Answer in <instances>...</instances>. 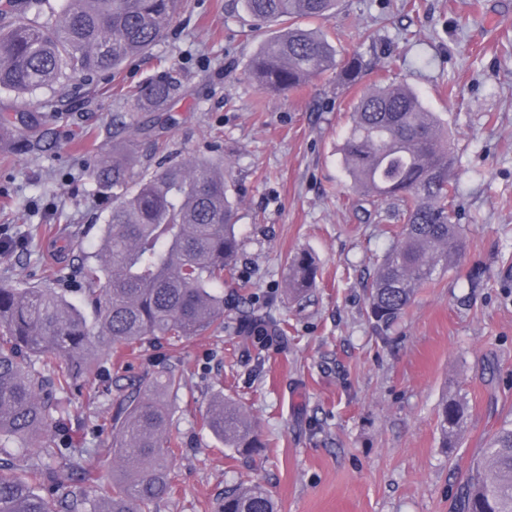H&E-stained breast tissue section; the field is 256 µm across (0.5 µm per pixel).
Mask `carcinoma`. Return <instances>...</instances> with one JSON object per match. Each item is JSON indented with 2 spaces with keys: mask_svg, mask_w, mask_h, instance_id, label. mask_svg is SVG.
<instances>
[{
  "mask_svg": "<svg viewBox=\"0 0 512 512\" xmlns=\"http://www.w3.org/2000/svg\"><path fill=\"white\" fill-rule=\"evenodd\" d=\"M0 0V91L33 95L73 75L88 79L117 73L130 58L161 40L185 0ZM253 19L284 25L264 40L246 67V78L269 94L304 87L336 74V86L359 82L362 63L341 57L327 34L302 25L325 21L340 0H242ZM177 84L161 76L138 89L139 107L159 109ZM23 126L30 143L42 123L0 115V128ZM135 141L112 143L92 176L112 192L97 252L82 260L87 306L94 321L66 297L56 278L36 286L0 282V512H155L173 489L175 444L167 396L181 389L169 372L113 407L112 457L121 471L102 481L81 458L63 467L60 448L30 457L10 448H34L47 435L52 413L89 376L98 373L101 345L132 351L160 337L172 343L224 328V274L239 252L232 183L224 162L162 157L137 170L129 153ZM353 189L372 202L394 205L396 240L381 258L367 290L371 318L394 325L415 292L457 264L463 229L453 223L457 184L451 142L440 116L427 110L408 85L392 82L364 91L353 105L339 148ZM316 264L307 253L288 260L285 293L305 297ZM283 330L261 313L241 324L242 336ZM468 419L467 402L454 395L438 412L443 443L453 442ZM204 426L224 447L251 455L265 444L243 406L218 390ZM462 512H512V423L502 426L461 484ZM217 512H277L271 491L243 481L224 491Z\"/></svg>",
  "mask_w": 512,
  "mask_h": 512,
  "instance_id": "cac0c4a2",
  "label": "carcinoma"
}]
</instances>
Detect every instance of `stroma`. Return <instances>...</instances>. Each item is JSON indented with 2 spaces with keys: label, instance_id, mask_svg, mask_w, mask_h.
I'll return each mask as SVG.
<instances>
[{
  "label": "stroma",
  "instance_id": "stroma-1",
  "mask_svg": "<svg viewBox=\"0 0 512 512\" xmlns=\"http://www.w3.org/2000/svg\"><path fill=\"white\" fill-rule=\"evenodd\" d=\"M326 28L341 54L360 55L362 85L385 74L407 82L453 141L463 254L387 331L368 313L366 287L396 226L387 205L351 193L338 152L358 91L328 73L280 96L248 83L243 71L277 24H254L237 0H187L117 77H77L29 101L0 92V113L48 122L36 147L14 134L0 142V244L16 242L2 281L37 284L53 270L82 305L79 260L96 252L112 203L91 174L113 134L136 138L140 166H154L161 146L223 159L232 176L235 276L252 287L225 288V331L114 351L45 439L111 479L113 403L175 372L184 386L171 403L173 491L156 512H216L246 479L271 490L279 512H458L459 478L512 422V0H342ZM167 69L182 90L163 123L131 94ZM301 251L319 272L291 302L286 261ZM255 310L286 337L244 346L237 330ZM219 390L248 407L268 443L260 455L203 428ZM448 393L468 403L450 450L437 417Z\"/></svg>",
  "mask_w": 512,
  "mask_h": 512
}]
</instances>
